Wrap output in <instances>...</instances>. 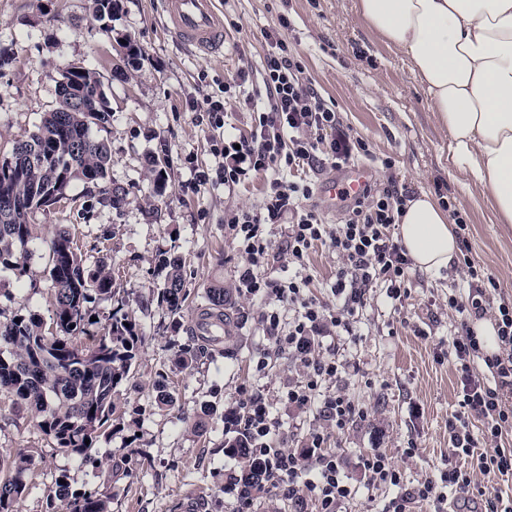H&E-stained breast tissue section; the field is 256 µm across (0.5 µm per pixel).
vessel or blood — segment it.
Here are the masks:
<instances>
[{"mask_svg": "<svg viewBox=\"0 0 512 512\" xmlns=\"http://www.w3.org/2000/svg\"><path fill=\"white\" fill-rule=\"evenodd\" d=\"M164 25L169 34L187 50L199 55L224 51V19L216 0H164ZM371 171L365 166L350 168L341 177L326 179L319 193L328 209H335L339 198L358 196Z\"/></svg>", "mask_w": 512, "mask_h": 512, "instance_id": "1", "label": "vessel or blood"}]
</instances>
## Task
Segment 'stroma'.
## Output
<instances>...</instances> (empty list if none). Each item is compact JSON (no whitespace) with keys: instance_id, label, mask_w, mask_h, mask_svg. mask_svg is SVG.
<instances>
[{"instance_id":"obj_1","label":"stroma","mask_w":512,"mask_h":512,"mask_svg":"<svg viewBox=\"0 0 512 512\" xmlns=\"http://www.w3.org/2000/svg\"><path fill=\"white\" fill-rule=\"evenodd\" d=\"M357 0H222L227 44L223 55L188 52L168 35L161 0H117L108 22L98 20L92 0H0V157L39 125L58 105L63 69L78 64L101 76L112 109L109 123L94 128L111 153L107 181L126 189L120 208L99 201L83 181H72L69 196L79 208L58 205L38 212L42 238L30 250L29 276L0 271V315L28 312L52 324L54 290L46 270L45 238L61 226L76 227L88 263L107 255L116 293L90 305L102 335L114 312L136 323L142 344L130 377L115 390L119 412L96 439L93 459L81 462L54 448L26 406L0 391V458L26 455L27 489L15 512H62L55 480L66 477L71 490L110 488V512H179L180 500L196 496L199 512H237L228 476L243 462L224 452L241 429L229 420L240 389L268 404L280 423L278 445L297 449L309 429L321 426L318 411L289 405V385L304 381L299 357L275 346L294 316L288 304L240 293L238 275L246 260L224 229L230 211L259 208L265 173H250L233 188L199 182L211 169L225 136H249L256 115L229 98L224 130L212 129L193 101L209 91L200 72L234 84L246 78L254 91L264 88L266 33L285 35L300 57L304 77L344 124L368 140L364 158L374 186L396 179L414 194L449 203L468 224L466 236L476 264L499 284L489 294L486 318H495L501 298H512V224L498 223L480 187L466 179L452 160L451 140L407 59L389 50L357 14ZM140 50L134 63L120 60V41ZM166 159L164 193L154 190L150 156ZM392 168H384L383 159ZM180 256L187 298L171 312L158 294L167 270L163 257ZM340 263L335 252L316 247L306 272L309 289L333 302L330 285ZM223 281L235 323L225 352L201 355L186 368L175 364L180 346L205 291ZM411 295L393 304L382 287L371 288L355 337L320 331L317 351L347 368L323 380V396H347L365 410L362 420L330 432L325 450L335 454L348 477L351 496L341 512H386L390 501L437 474L448 460V421L457 409L459 378L450 354L456 319L448 308L447 270L411 267ZM265 311L280 322L270 328ZM165 377L174 403L159 407L153 384ZM209 409L206 430L194 433L189 421ZM385 453L400 471L397 487L369 485L362 456ZM248 512H317L304 495L287 497L252 492Z\"/></svg>"}]
</instances>
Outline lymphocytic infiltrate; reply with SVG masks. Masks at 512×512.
I'll return each mask as SVG.
<instances>
[{
    "label": "lymphocytic infiltrate",
    "mask_w": 512,
    "mask_h": 512,
    "mask_svg": "<svg viewBox=\"0 0 512 512\" xmlns=\"http://www.w3.org/2000/svg\"><path fill=\"white\" fill-rule=\"evenodd\" d=\"M270 41L264 67L265 91L244 95L245 103L257 114L256 124L238 145H225L215 180L230 188L251 171L271 175L261 207L233 211L225 215L224 222L246 256L247 265L239 275L241 287L250 295L286 303L298 311L287 335L277 337L276 344L298 353L308 370L305 382L289 387L286 393L289 404L305 410L314 402L323 378L337 376L343 369L337 358L313 356L311 334L325 327L340 335H355L366 306V292L372 285H382L387 297L398 302L410 294V259L394 231L413 193L393 182L382 188L365 186L335 224L323 222L317 211L305 207L313 189L307 180L294 179V171L306 167L340 171L368 155L369 146L305 82V67L289 49L286 37L278 33ZM263 224L283 225L282 245L294 267L292 274L281 278L255 275V267L268 263L272 250L270 240L259 231ZM459 243L460 253L452 268L462 273L465 289L449 293L448 307L460 316L451 353L461 379L458 409L448 422L452 442L448 456L453 460L470 454L482 442L488 450L477 456L478 470L512 474V448L500 445L512 431V406L505 402L506 394H512V301L498 306V352L484 354L469 319L483 315L486 293L497 283L477 268L467 238H460ZM319 244L340 259L331 286L339 300L334 307L308 293L311 278L305 273L306 259ZM236 404L249 448L265 460L270 484L287 487L292 496L304 494L318 505L319 512H339L351 488L338 458L322 451L326 441L323 429H310L299 451L274 448L270 442L279 423L265 403L244 390ZM475 420L483 425L479 440L471 431ZM471 484L469 473L451 463L439 477L426 479L412 491L393 498L391 512H411L417 498L439 508L452 494L466 501L479 497L480 505L473 512H512L511 498H503L493 489H472Z\"/></svg>",
    "instance_id": "obj_1"
}]
</instances>
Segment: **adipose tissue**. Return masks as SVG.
<instances>
[{"mask_svg":"<svg viewBox=\"0 0 512 512\" xmlns=\"http://www.w3.org/2000/svg\"><path fill=\"white\" fill-rule=\"evenodd\" d=\"M358 14L404 55L448 132L453 159L502 224H512V0H358ZM403 246L421 269L448 267L459 242L429 195L408 201Z\"/></svg>","mask_w":512,"mask_h":512,"instance_id":"1","label":"adipose tissue"}]
</instances>
